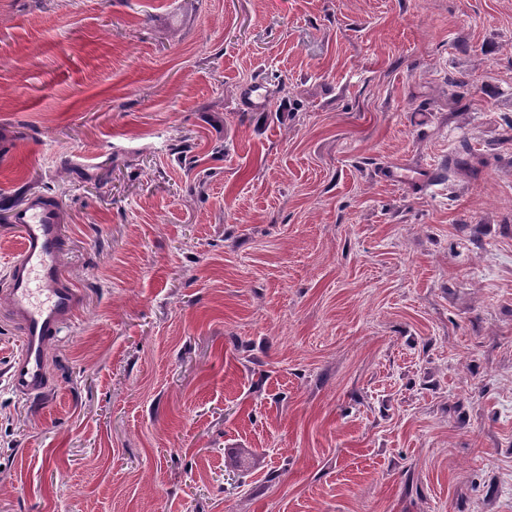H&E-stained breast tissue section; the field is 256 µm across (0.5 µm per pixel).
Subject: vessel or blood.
<instances>
[{"label": "vessel or blood", "mask_w": 512, "mask_h": 512, "mask_svg": "<svg viewBox=\"0 0 512 512\" xmlns=\"http://www.w3.org/2000/svg\"><path fill=\"white\" fill-rule=\"evenodd\" d=\"M21 249L0 282L10 298L21 330L18 355L7 367L10 386L22 396L36 398L48 389L47 345L74 315L78 294L69 288L58 266L61 246L59 209L43 196L30 198L10 214Z\"/></svg>", "instance_id": "b4317fda"}]
</instances>
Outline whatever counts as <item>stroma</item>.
<instances>
[{
  "mask_svg": "<svg viewBox=\"0 0 512 512\" xmlns=\"http://www.w3.org/2000/svg\"><path fill=\"white\" fill-rule=\"evenodd\" d=\"M38 194L0 512H512V0H0V280ZM10 222L19 234L21 249L1 286L22 336L7 378L16 393L36 398L50 385L48 340L74 315L78 294L65 284L58 266L61 233L56 202L34 196L12 210Z\"/></svg>",
  "mask_w": 512,
  "mask_h": 512,
  "instance_id": "35a3bbf8",
  "label": "stroma"
}]
</instances>
